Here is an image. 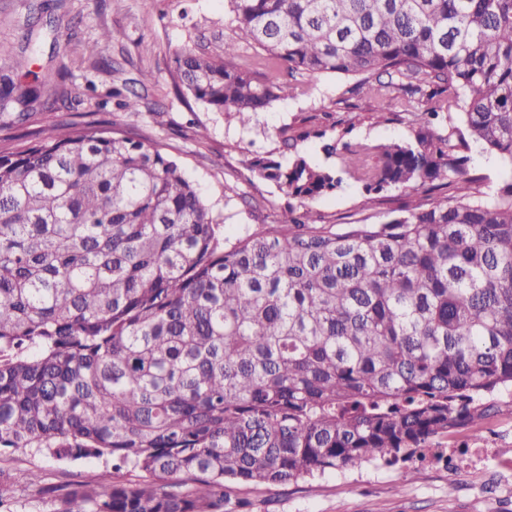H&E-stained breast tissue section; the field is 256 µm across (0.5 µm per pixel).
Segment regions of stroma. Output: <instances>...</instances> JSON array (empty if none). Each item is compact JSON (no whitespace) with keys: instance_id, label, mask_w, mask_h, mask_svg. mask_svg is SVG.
Wrapping results in <instances>:
<instances>
[{"instance_id":"35a3bbf8","label":"stroma","mask_w":512,"mask_h":512,"mask_svg":"<svg viewBox=\"0 0 512 512\" xmlns=\"http://www.w3.org/2000/svg\"><path fill=\"white\" fill-rule=\"evenodd\" d=\"M57 12V31L40 30V55L26 70L14 68L19 40L31 8ZM110 29V41L101 38ZM231 37L226 0H0V76L15 84H35L48 69L66 67L65 96L49 95L56 115L78 122L94 121L112 131L135 133L174 158L206 199L224 228L225 246L257 232L287 206L274 184L259 180L249 168L256 155L289 161L301 152L320 165L332 159L321 139L311 137L288 149L285 140L299 132H333L352 126V141H403L411 132L404 120L378 119L372 102L349 93L350 79L326 75L310 79L309 95L279 100L256 113L249 125L234 114L212 112L175 86L174 57L192 29ZM131 90L141 97L132 111L119 95ZM404 189L392 190L391 201L367 205L361 189L346 182L335 194L315 201L313 216L344 231L350 224L389 221ZM497 414L485 421L480 437L463 429L453 437L432 440L435 448H512V396L496 399ZM103 464L95 459L58 460L31 449L0 454V470L11 477L7 512H54L53 498L26 483L29 472H41L46 483L67 477L93 478ZM414 469L405 480V469ZM491 462L474 468L448 469L432 459L411 460L408 467L373 463L352 471L285 485L231 484L228 512H512V480L489 488Z\"/></svg>"}]
</instances>
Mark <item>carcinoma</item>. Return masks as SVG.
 <instances>
[{"label":"carcinoma","instance_id":"obj_1","mask_svg":"<svg viewBox=\"0 0 512 512\" xmlns=\"http://www.w3.org/2000/svg\"><path fill=\"white\" fill-rule=\"evenodd\" d=\"M225 2L233 37L174 57L207 109L248 124L300 94L285 69L359 78L381 119L424 109L405 142L343 128L323 146L337 169L251 158L296 204L229 249L141 138L65 121L0 150V450L112 462L64 484L56 512H224L228 480L406 462L512 393V171L490 195L469 154L512 165V0ZM242 43L263 52L246 67ZM64 70L1 79L3 127L43 109ZM347 178L369 204L416 196L337 232L308 207ZM124 467L145 479L114 480Z\"/></svg>","mask_w":512,"mask_h":512}]
</instances>
